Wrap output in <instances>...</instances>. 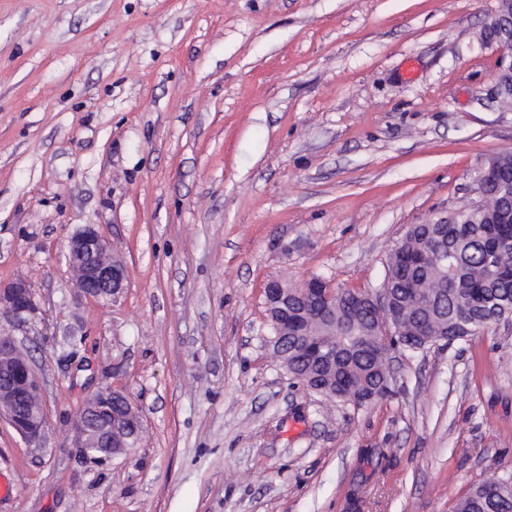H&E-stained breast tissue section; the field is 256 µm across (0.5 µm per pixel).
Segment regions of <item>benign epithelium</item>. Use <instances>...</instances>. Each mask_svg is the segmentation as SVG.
Listing matches in <instances>:
<instances>
[{"mask_svg":"<svg viewBox=\"0 0 512 512\" xmlns=\"http://www.w3.org/2000/svg\"><path fill=\"white\" fill-rule=\"evenodd\" d=\"M512 0H498L492 19L497 29L493 44L501 52L495 74L496 92L501 102L512 104ZM467 212L457 213L462 223L490 208L489 199L477 192ZM68 265L73 276V288L78 299L89 298L103 303L116 299L125 288V267L112 252V246L91 225L76 231L67 243ZM321 281L306 280L300 287L269 280L264 288L267 312L276 336L271 340L274 353L283 364L281 337L288 335L289 299L318 292L329 303H336V289L319 287ZM355 297L376 319V328L368 339L372 347H387L389 337L404 336L403 320L406 310L391 305L387 289L354 291ZM39 305L30 284L17 279L0 283V320L4 319L22 330L35 319ZM118 392L100 388L87 395L76 415L74 448L78 458L89 466H103L132 446L131 440L140 434L126 435L125 423L139 424L138 413L129 401H124L127 414L112 411V398ZM0 420L7 421L30 445L40 444L46 426L44 395L40 380L25 353L24 347L11 334L0 336Z\"/></svg>","mask_w":512,"mask_h":512,"instance_id":"7a95c632","label":"benign epithelium"}]
</instances>
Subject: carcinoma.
I'll list each match as a JSON object with an SVG mask.
<instances>
[{
    "label": "carcinoma",
    "instance_id": "carcinoma-1",
    "mask_svg": "<svg viewBox=\"0 0 512 512\" xmlns=\"http://www.w3.org/2000/svg\"><path fill=\"white\" fill-rule=\"evenodd\" d=\"M494 223L512 227V202L471 224H414L397 242L385 280L398 302L408 298L415 305L406 322L409 335L423 322L438 327V341L451 344L464 339L467 328L476 333L512 316V245L489 250L486 237ZM425 240L440 248L438 270L414 260ZM493 267L499 275L490 274ZM336 327L342 329L337 345L324 347L327 355L320 366L311 362L304 337H288V358L300 380L330 372L338 394L369 391L378 399L384 397L385 358L362 346L370 318L338 296ZM454 512H512V479H500L492 498L481 484L474 485Z\"/></svg>",
    "mask_w": 512,
    "mask_h": 512
}]
</instances>
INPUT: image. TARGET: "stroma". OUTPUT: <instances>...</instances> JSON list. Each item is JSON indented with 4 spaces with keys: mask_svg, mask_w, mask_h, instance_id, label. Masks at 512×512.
<instances>
[{
    "mask_svg": "<svg viewBox=\"0 0 512 512\" xmlns=\"http://www.w3.org/2000/svg\"><path fill=\"white\" fill-rule=\"evenodd\" d=\"M497 0H0V282L27 280L42 447L0 421V512H453L512 475V324L392 354L385 398L308 391L264 288L381 287L409 225L512 151ZM122 260L75 300L68 238ZM80 340L65 355L58 340ZM109 387L142 433L101 467L73 419Z\"/></svg>",
    "mask_w": 512,
    "mask_h": 512,
    "instance_id": "stroma-1",
    "label": "stroma"
}]
</instances>
